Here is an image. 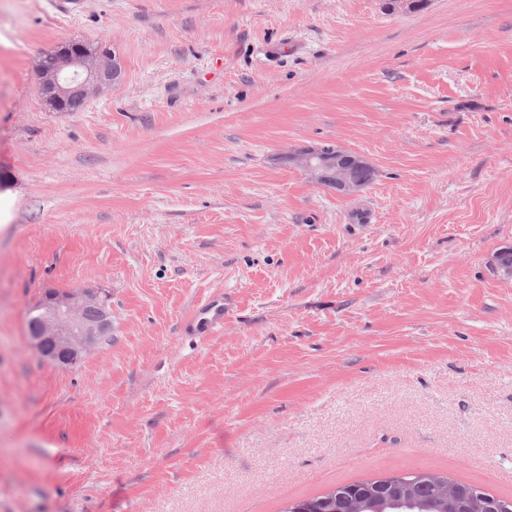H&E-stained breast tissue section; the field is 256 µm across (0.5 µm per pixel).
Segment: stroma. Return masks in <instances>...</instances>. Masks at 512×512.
Masks as SVG:
<instances>
[{
    "label": "stroma",
    "mask_w": 512,
    "mask_h": 512,
    "mask_svg": "<svg viewBox=\"0 0 512 512\" xmlns=\"http://www.w3.org/2000/svg\"><path fill=\"white\" fill-rule=\"evenodd\" d=\"M71 39L122 78L58 112ZM325 144L372 181L289 160ZM510 245L512 0H0V512H284L398 471L511 494ZM76 286L112 338L61 369L28 312ZM323 150L324 147L307 149L291 155L289 160L319 183L333 184L336 191L344 194L358 190L363 186L361 183L371 179L372 169L363 166L360 173L361 183H354L353 171L356 165L365 164L359 156L334 147L333 151ZM224 324V295L218 294L198 307L185 324V331L204 337Z\"/></svg>",
    "instance_id": "35a3bbf8"
}]
</instances>
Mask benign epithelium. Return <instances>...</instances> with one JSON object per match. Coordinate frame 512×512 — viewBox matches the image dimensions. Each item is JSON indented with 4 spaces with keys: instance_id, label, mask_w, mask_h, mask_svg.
<instances>
[{
    "instance_id": "1",
    "label": "benign epithelium",
    "mask_w": 512,
    "mask_h": 512,
    "mask_svg": "<svg viewBox=\"0 0 512 512\" xmlns=\"http://www.w3.org/2000/svg\"><path fill=\"white\" fill-rule=\"evenodd\" d=\"M52 72L43 76L42 92L56 110L70 112L84 102L90 86L108 85L122 75L117 58H109L104 44L91 46L81 41L59 44L52 52ZM289 160L320 183L332 184L348 194L362 187L354 182L353 171L362 163L359 156L334 149H307ZM37 311L36 325L29 329L30 347L52 365L68 369L77 366L99 345L103 320L109 316L108 295L100 288L75 287L45 292ZM490 510L472 493L458 497L448 494V512H469L473 504Z\"/></svg>"
}]
</instances>
